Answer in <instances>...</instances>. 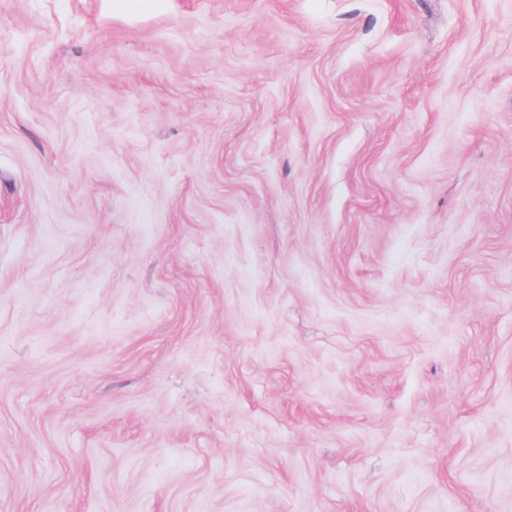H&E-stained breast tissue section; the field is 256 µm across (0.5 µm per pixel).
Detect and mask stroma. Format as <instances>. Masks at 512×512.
<instances>
[{
    "mask_svg": "<svg viewBox=\"0 0 512 512\" xmlns=\"http://www.w3.org/2000/svg\"><path fill=\"white\" fill-rule=\"evenodd\" d=\"M0 512H512V0H0ZM170 0H103L104 10L112 18L127 22H137L143 18L165 13Z\"/></svg>",
    "mask_w": 512,
    "mask_h": 512,
    "instance_id": "35a3bbf8",
    "label": "stroma"
}]
</instances>
